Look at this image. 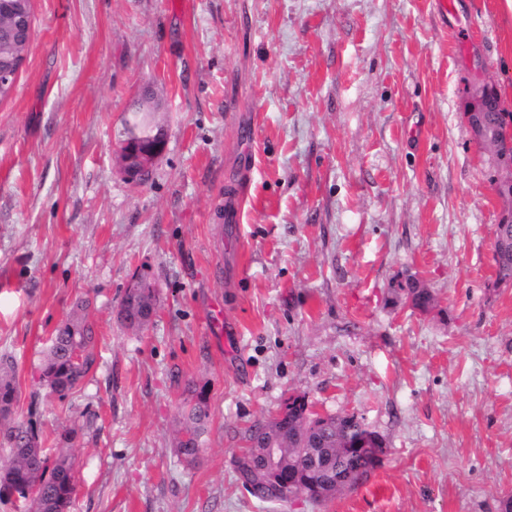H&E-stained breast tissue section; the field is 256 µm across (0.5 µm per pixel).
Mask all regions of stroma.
Masks as SVG:
<instances>
[{
    "label": "stroma",
    "instance_id": "stroma-1",
    "mask_svg": "<svg viewBox=\"0 0 512 512\" xmlns=\"http://www.w3.org/2000/svg\"><path fill=\"white\" fill-rule=\"evenodd\" d=\"M32 0L0 101V355L43 447L74 459L71 512H500L512 495V203L467 120L512 112L504 0ZM164 155L126 179L117 132L145 87ZM242 202L238 223L220 212ZM142 277L158 306L119 310ZM435 297L398 300L408 278ZM96 363L66 397L39 364L80 302ZM196 465L175 437L194 389ZM385 441L316 506L236 479L247 433L291 397ZM29 45L30 37L19 38L14 46V52L10 58L8 60L2 61L0 68V91L11 90L13 86V80L24 64ZM12 90L3 98L8 97ZM2 99L0 98V100ZM506 243V244H505ZM497 283L512 282V213L509 211L497 224L494 242ZM157 297L150 284L142 282L141 288L137 283L127 288L121 302L120 315L128 327L140 329L144 327L156 309ZM195 400L182 415L181 429L176 438L177 455L187 464H195L202 452V436L209 421V407L206 392L195 391ZM188 436L184 440V436Z\"/></svg>",
    "mask_w": 512,
    "mask_h": 512
}]
</instances>
